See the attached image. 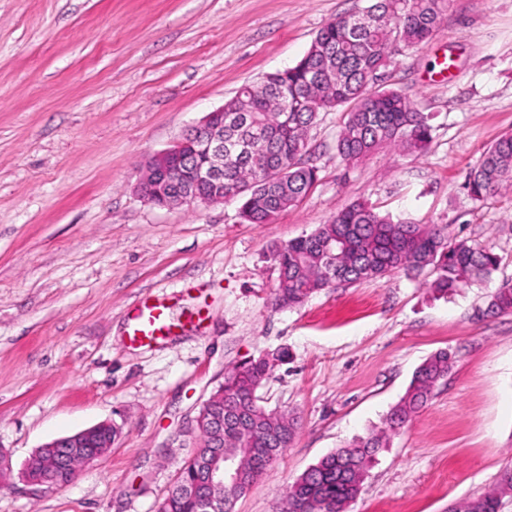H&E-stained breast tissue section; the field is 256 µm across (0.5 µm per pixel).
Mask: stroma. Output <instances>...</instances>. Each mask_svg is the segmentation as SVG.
I'll return each mask as SVG.
<instances>
[{
	"mask_svg": "<svg viewBox=\"0 0 512 512\" xmlns=\"http://www.w3.org/2000/svg\"><path fill=\"white\" fill-rule=\"evenodd\" d=\"M366 4L0 0V512H157L225 371L281 347L290 359L259 395L300 428L234 512H274L310 466L381 425L441 349L455 354L447 379L376 453L348 512H448L512 467V315L486 311L512 283V193L478 202L467 188L512 132V0H450L432 40L395 49L380 84L432 114L426 153L341 162L340 107L310 131L314 188L272 223H247L234 202L158 207L137 192L150 157ZM356 200L445 226L500 265L448 300L432 272L398 271L272 306V249ZM157 297L173 337L131 345L129 310ZM103 422L119 433L72 484L22 478L41 445Z\"/></svg>",
	"mask_w": 512,
	"mask_h": 512,
	"instance_id": "1",
	"label": "stroma"
}]
</instances>
